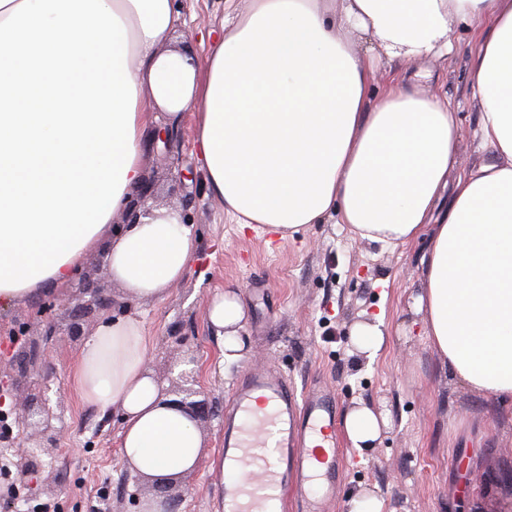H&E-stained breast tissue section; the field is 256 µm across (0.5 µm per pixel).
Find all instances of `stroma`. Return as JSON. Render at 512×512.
Instances as JSON below:
<instances>
[{
  "label": "stroma",
  "mask_w": 512,
  "mask_h": 512,
  "mask_svg": "<svg viewBox=\"0 0 512 512\" xmlns=\"http://www.w3.org/2000/svg\"><path fill=\"white\" fill-rule=\"evenodd\" d=\"M225 0H174L185 24L179 46L206 56L224 37ZM455 51L448 61H431L430 78L419 62L382 61V72L412 77L418 89L447 96L462 129L459 161L448 173L478 167L489 158L471 134L481 102L472 95V60L477 41L452 27ZM193 122L172 126L164 142L150 141L144 164L152 187L145 204L186 212L199 240L201 259L164 297L127 301L109 276L104 253L78 268L66 286L75 293L87 275L111 293L112 315L143 320L152 346L147 366L164 390L179 381L178 369L193 361L199 396L210 408L200 422L203 453L196 472L172 489L173 512H222L221 478L212 463L224 447V417L248 372L269 369L297 389H323L333 400L343 470L328 512H348L350 499L369 489L384 512H499L495 479H512V405L464 392L425 336L409 307L421 287L429 235L397 247L353 239L346 225L310 224L286 240L241 237L237 224L207 194L193 153ZM237 292L246 308L240 331L244 348L232 364L220 366L221 351L206 320L211 299ZM384 316L386 345L377 355L357 351L345 334L364 314ZM53 320L55 335L43 337L38 319ZM100 315L85 317L83 333L70 335L69 313L41 301L0 307V379L11 380L22 364L12 360L22 337L16 323L40 334L32 386L56 412L58 437L47 447L41 433L13 426L18 454L0 457V500L23 502L27 512H141L153 496L150 480L135 476L118 448L120 415L86 405L72 380L85 336ZM366 405L386 420L373 447L357 450L345 438V418Z\"/></svg>",
  "instance_id": "35a3bbf8"
}]
</instances>
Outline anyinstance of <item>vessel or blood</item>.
<instances>
[{"label":"vessel or blood","instance_id":"vessel-or-blood-1","mask_svg":"<svg viewBox=\"0 0 512 512\" xmlns=\"http://www.w3.org/2000/svg\"><path fill=\"white\" fill-rule=\"evenodd\" d=\"M335 418L323 390L299 395L273 372L246 376L224 423L222 454L225 469L250 470L253 479L225 483L224 512H288L315 484L324 498L303 512H326L342 461Z\"/></svg>","mask_w":512,"mask_h":512}]
</instances>
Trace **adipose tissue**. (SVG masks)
Returning <instances> with one entry per match:
<instances>
[{"label": "adipose tissue", "mask_w": 512, "mask_h": 512, "mask_svg": "<svg viewBox=\"0 0 512 512\" xmlns=\"http://www.w3.org/2000/svg\"><path fill=\"white\" fill-rule=\"evenodd\" d=\"M179 24L172 0H0V303L68 283L101 249L128 300L182 281L199 241L178 212L110 226L146 182L157 113L176 124L189 112L205 185L240 230L285 239L333 218L384 246L431 230L412 308L460 386L512 403V0H249L228 8L203 58L174 46ZM455 24L478 36L475 136L492 158L452 183L454 107L379 80L377 66L446 58ZM244 318L235 291L209 304L224 362L239 357ZM148 351L139 317L104 318L73 380L84 402L121 415L135 474L193 473L202 437L167 405ZM345 432L362 449L382 424L360 406Z\"/></svg>", "instance_id": "1"}]
</instances>
